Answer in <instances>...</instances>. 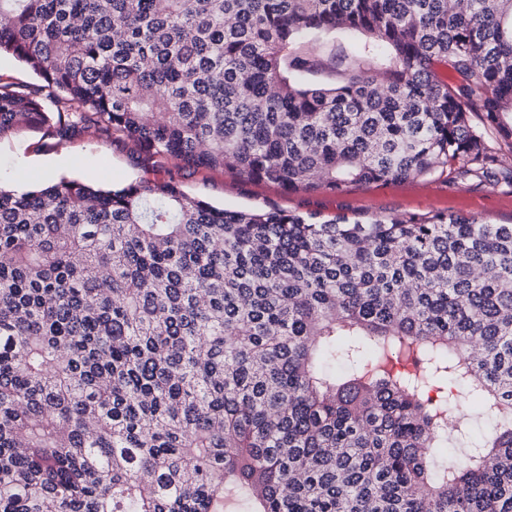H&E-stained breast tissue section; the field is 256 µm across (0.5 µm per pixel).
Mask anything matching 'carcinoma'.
Masks as SVG:
<instances>
[{
    "mask_svg": "<svg viewBox=\"0 0 512 512\" xmlns=\"http://www.w3.org/2000/svg\"><path fill=\"white\" fill-rule=\"evenodd\" d=\"M460 2L0 0L41 79L0 83V138L289 192L512 186L470 121L512 141V0ZM342 31L373 56L308 81L296 47ZM0 512H512V224L0 186Z\"/></svg>",
    "mask_w": 512,
    "mask_h": 512,
    "instance_id": "obj_1",
    "label": "carcinoma"
}]
</instances>
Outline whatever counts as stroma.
Wrapping results in <instances>:
<instances>
[{
	"instance_id": "35a3bbf8",
	"label": "stroma",
	"mask_w": 512,
	"mask_h": 512,
	"mask_svg": "<svg viewBox=\"0 0 512 512\" xmlns=\"http://www.w3.org/2000/svg\"><path fill=\"white\" fill-rule=\"evenodd\" d=\"M301 49L322 61L334 53L361 59L367 55L368 43L361 34L340 33L328 41L303 43ZM134 150L128 141H112L93 131L82 132L65 144L53 145L43 129L25 128L0 139V185L19 187L31 180L46 182L68 177L112 189L135 180L165 179V172L136 164ZM179 182L188 195L229 209L261 210L276 206L292 212L350 217L453 212L476 215L492 224H512L511 187L463 178L451 169L336 195L287 193L269 182H241L225 170L184 175Z\"/></svg>"
}]
</instances>
